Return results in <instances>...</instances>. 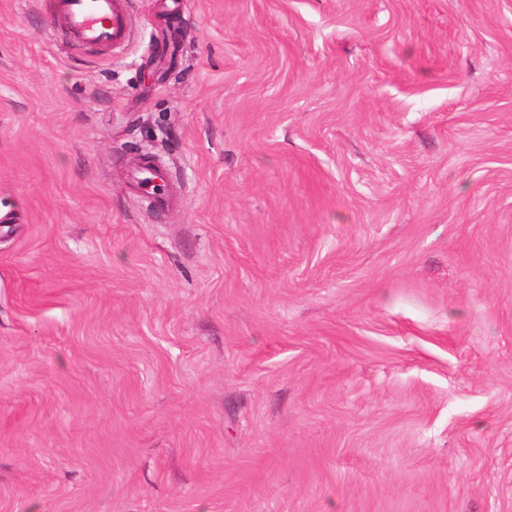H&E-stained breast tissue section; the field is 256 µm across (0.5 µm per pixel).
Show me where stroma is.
<instances>
[{"mask_svg":"<svg viewBox=\"0 0 512 512\" xmlns=\"http://www.w3.org/2000/svg\"><path fill=\"white\" fill-rule=\"evenodd\" d=\"M50 2L0 0V512H512V0ZM53 21L85 46L120 48L128 34L125 0H54ZM149 165L138 168L134 177V187L141 195L150 199L158 209H165L171 201L168 175L163 168Z\"/></svg>","mask_w":512,"mask_h":512,"instance_id":"35a3bbf8","label":"stroma"}]
</instances>
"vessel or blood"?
I'll list each match as a JSON object with an SVG mask.
<instances>
[{"label": "vessel or blood", "mask_w": 512, "mask_h": 512, "mask_svg": "<svg viewBox=\"0 0 512 512\" xmlns=\"http://www.w3.org/2000/svg\"><path fill=\"white\" fill-rule=\"evenodd\" d=\"M52 11L55 25L66 30L78 44L119 48L127 40L126 0H53ZM134 186L157 208L169 206L168 175L163 168H139Z\"/></svg>", "instance_id": "b4317fda"}]
</instances>
